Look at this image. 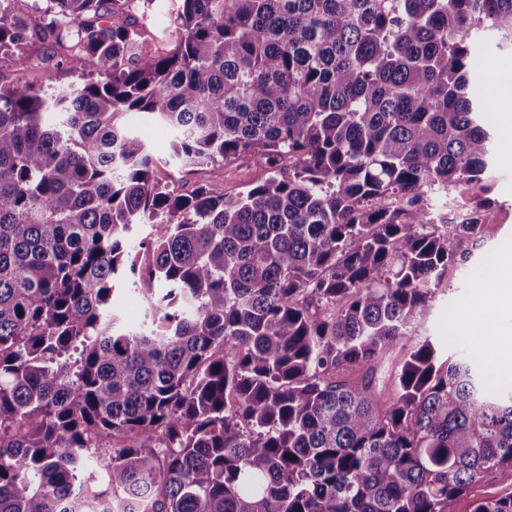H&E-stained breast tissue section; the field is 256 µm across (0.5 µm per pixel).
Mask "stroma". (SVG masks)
I'll list each match as a JSON object with an SVG mask.
<instances>
[{"instance_id": "stroma-1", "label": "stroma", "mask_w": 512, "mask_h": 512, "mask_svg": "<svg viewBox=\"0 0 512 512\" xmlns=\"http://www.w3.org/2000/svg\"><path fill=\"white\" fill-rule=\"evenodd\" d=\"M177 6V0H132L131 12L152 47L161 51L172 48L176 35L171 19ZM50 79L59 86L78 79L77 74L58 66L51 44H36L19 60H0V83L39 87ZM146 135L159 158L156 178L185 190L214 184L226 195L235 196L270 175L265 158L257 153L242 155L223 166H180L167 160L170 134L166 129L152 128ZM490 135L491 160L481 180L449 190L447 196L435 200L433 207L435 216L452 218L463 209L483 203L484 237L478 242L466 238L454 241L455 250L465 260L449 266L416 327L420 335L440 347L445 357L471 360L497 389L511 392L512 359L503 355L504 341L488 339L486 332L496 312L488 283L500 271L512 269V141L497 119L492 122Z\"/></svg>"}]
</instances>
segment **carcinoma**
Masks as SVG:
<instances>
[{"label":"carcinoma","mask_w":512,"mask_h":512,"mask_svg":"<svg viewBox=\"0 0 512 512\" xmlns=\"http://www.w3.org/2000/svg\"><path fill=\"white\" fill-rule=\"evenodd\" d=\"M14 2L0 54L50 41L79 81L0 86V512H458L512 470V392L415 326L484 233L429 197L488 168L474 41L512 47V0H180L166 52L125 0ZM133 116L271 175L162 184ZM132 281L127 280L118 287L122 289L114 293L112 309L126 327L138 328L145 321V308L140 293L134 288L144 287L140 283L133 286Z\"/></svg>","instance_id":"cac0c4a2"}]
</instances>
